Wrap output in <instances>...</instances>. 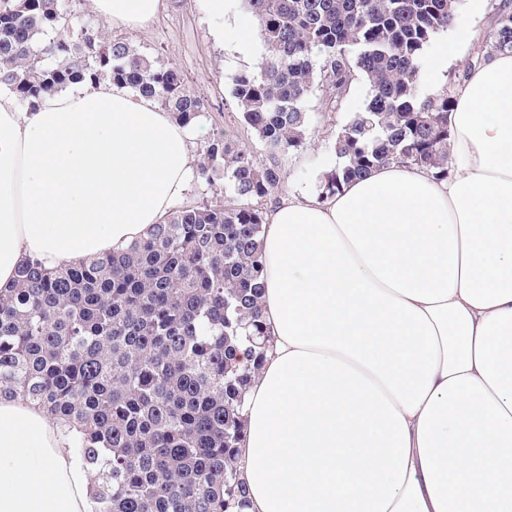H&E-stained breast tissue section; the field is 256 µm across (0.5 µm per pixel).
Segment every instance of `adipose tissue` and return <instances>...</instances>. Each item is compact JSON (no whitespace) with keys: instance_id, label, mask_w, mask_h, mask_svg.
Listing matches in <instances>:
<instances>
[{"instance_id":"obj_1","label":"adipose tissue","mask_w":512,"mask_h":512,"mask_svg":"<svg viewBox=\"0 0 512 512\" xmlns=\"http://www.w3.org/2000/svg\"><path fill=\"white\" fill-rule=\"evenodd\" d=\"M146 28L161 0H92ZM450 173L377 166L289 195L263 236L264 361L245 393L246 512H512V54L468 70ZM182 125L102 81L0 91V288L147 237L188 189ZM38 405L0 398V512H90L94 476Z\"/></svg>"}]
</instances>
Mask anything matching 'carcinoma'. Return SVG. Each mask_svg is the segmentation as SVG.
<instances>
[{
	"mask_svg": "<svg viewBox=\"0 0 512 512\" xmlns=\"http://www.w3.org/2000/svg\"><path fill=\"white\" fill-rule=\"evenodd\" d=\"M267 55L232 96L268 152L259 164L214 135L196 167L227 201L173 210L146 238L49 271L36 259L0 291V395H19L79 428L75 453L95 474L92 512H227L244 506L237 475L245 392L266 347V212L282 191L276 157L299 150L315 76L335 112L356 76L366 107L336 135L339 164L318 199L380 165L448 177V87L420 98L419 60L460 0H244ZM512 53V10L466 61ZM110 80L151 97L185 127L204 102L171 64L71 21L61 0H0V87L28 109L75 82Z\"/></svg>",
	"mask_w": 512,
	"mask_h": 512,
	"instance_id": "carcinoma-1",
	"label": "carcinoma"
}]
</instances>
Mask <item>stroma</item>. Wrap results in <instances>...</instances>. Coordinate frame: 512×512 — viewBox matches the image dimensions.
I'll return each mask as SVG.
<instances>
[{
    "instance_id": "35a3bbf8",
    "label": "stroma",
    "mask_w": 512,
    "mask_h": 512,
    "mask_svg": "<svg viewBox=\"0 0 512 512\" xmlns=\"http://www.w3.org/2000/svg\"><path fill=\"white\" fill-rule=\"evenodd\" d=\"M223 17L211 16L203 0H163L156 19L145 29L129 31L112 29L113 37L132 42L141 51L178 67L191 93L204 98L206 110L200 121L189 128L194 155H202L213 134L226 133L247 149L256 162L267 159V152L253 132L241 120L231 96L233 79L249 67L237 52L231 39L237 29L257 33L258 27L242 0H225ZM500 0H484L482 12L462 5L455 23L437 34L424 48L422 62H429L441 44L452 45L463 57L470 56L477 38L486 37L495 18ZM226 34L224 44H216V29ZM369 90L363 78H356L353 91L343 100L338 111L325 109V92L314 83L305 99L310 115L306 141L298 151L280 155L279 164L285 176L283 192L289 195L316 194L321 176L337 163L333 143L340 129L362 111Z\"/></svg>"
}]
</instances>
